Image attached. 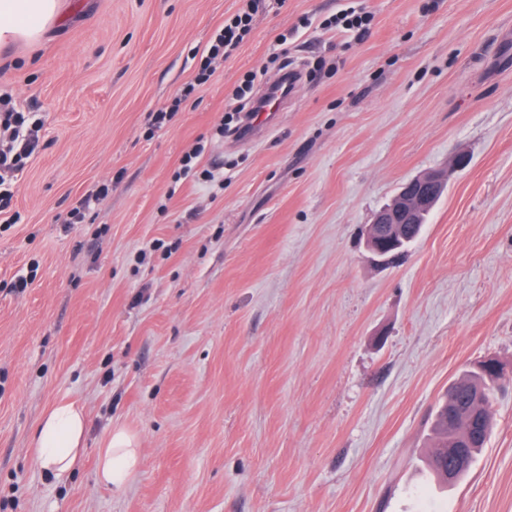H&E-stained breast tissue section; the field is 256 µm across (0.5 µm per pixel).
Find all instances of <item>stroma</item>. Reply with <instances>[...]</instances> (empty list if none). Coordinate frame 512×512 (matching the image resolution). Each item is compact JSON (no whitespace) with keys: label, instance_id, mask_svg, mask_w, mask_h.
<instances>
[{"label":"stroma","instance_id":"obj_1","mask_svg":"<svg viewBox=\"0 0 512 512\" xmlns=\"http://www.w3.org/2000/svg\"><path fill=\"white\" fill-rule=\"evenodd\" d=\"M73 2L0 49L42 123L0 223V512H512V0H286L156 132L238 0ZM349 7L364 36L327 28ZM285 65L288 105L217 135L234 86ZM200 142L224 183L176 180ZM460 155L408 255L374 262L376 213ZM490 358L493 432L433 491L432 416ZM62 398L88 431L58 483L30 437ZM116 424L143 450L120 492L95 479ZM109 193V187L104 185L96 194L86 196L75 204L67 213L64 219L65 224H83L87 213L92 209L97 202L106 197Z\"/></svg>","mask_w":512,"mask_h":512}]
</instances>
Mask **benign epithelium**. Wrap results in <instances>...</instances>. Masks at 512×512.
<instances>
[{
  "mask_svg": "<svg viewBox=\"0 0 512 512\" xmlns=\"http://www.w3.org/2000/svg\"><path fill=\"white\" fill-rule=\"evenodd\" d=\"M448 182V172L436 171L416 177L402 186L392 202L378 212L369 225L367 237L377 241V254H383L400 225L414 224L418 215L429 210L439 189Z\"/></svg>",
  "mask_w": 512,
  "mask_h": 512,
  "instance_id": "7a95c632",
  "label": "benign epithelium"
}]
</instances>
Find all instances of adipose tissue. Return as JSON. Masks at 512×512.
Returning a JSON list of instances; mask_svg holds the SVG:
<instances>
[{
  "label": "adipose tissue",
  "instance_id": "obj_1",
  "mask_svg": "<svg viewBox=\"0 0 512 512\" xmlns=\"http://www.w3.org/2000/svg\"><path fill=\"white\" fill-rule=\"evenodd\" d=\"M69 11L67 0H0V47L35 43L56 28ZM87 417L81 406L59 400L44 411L33 434L41 468L64 481L77 463L84 445ZM142 462L138 437L124 426L108 432L97 462L100 484L126 489Z\"/></svg>",
  "mask_w": 512,
  "mask_h": 512
}]
</instances>
